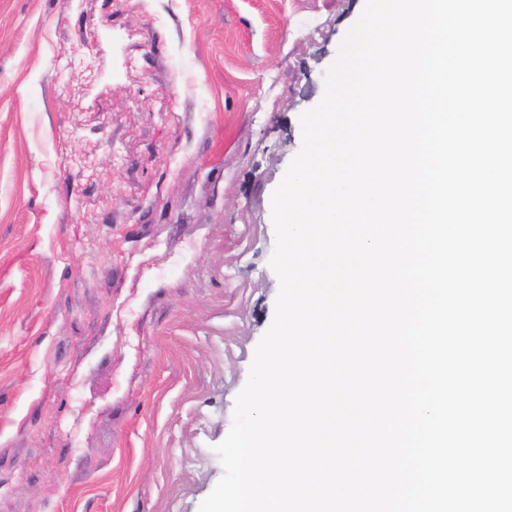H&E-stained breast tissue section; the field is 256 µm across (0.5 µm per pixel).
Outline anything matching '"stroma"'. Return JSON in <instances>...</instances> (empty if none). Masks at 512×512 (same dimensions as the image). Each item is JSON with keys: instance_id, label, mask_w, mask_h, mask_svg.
Returning a JSON list of instances; mask_svg holds the SVG:
<instances>
[{"instance_id": "obj_1", "label": "stroma", "mask_w": 512, "mask_h": 512, "mask_svg": "<svg viewBox=\"0 0 512 512\" xmlns=\"http://www.w3.org/2000/svg\"><path fill=\"white\" fill-rule=\"evenodd\" d=\"M364 7L0 0V512H199Z\"/></svg>"}]
</instances>
